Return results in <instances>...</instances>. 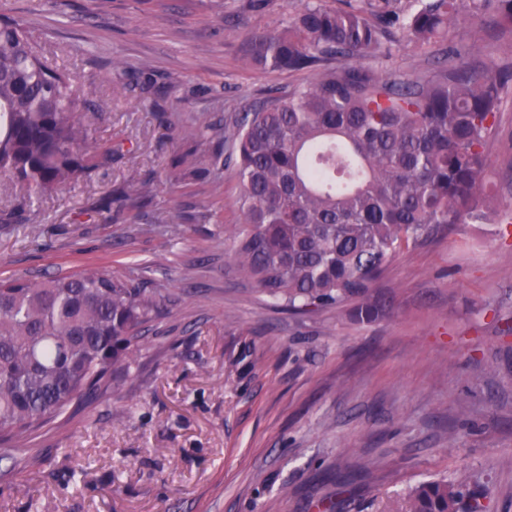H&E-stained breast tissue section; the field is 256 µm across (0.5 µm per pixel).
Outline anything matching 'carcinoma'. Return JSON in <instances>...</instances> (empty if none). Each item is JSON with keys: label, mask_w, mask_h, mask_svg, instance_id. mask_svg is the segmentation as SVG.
Segmentation results:
<instances>
[{"label": "carcinoma", "mask_w": 512, "mask_h": 512, "mask_svg": "<svg viewBox=\"0 0 512 512\" xmlns=\"http://www.w3.org/2000/svg\"><path fill=\"white\" fill-rule=\"evenodd\" d=\"M400 15L296 0L278 33H253L251 61L310 71L304 87L271 96L232 123L230 154L241 183L242 222L224 228L241 278L290 312L362 302L407 245L435 224H491L482 189L512 58L481 68L471 48L442 52L436 80L396 81L357 62L398 26L419 47L448 41L460 21L489 24L512 42V0H417ZM92 106L77 76L51 66L22 24L0 15V174L38 192L90 175L112 145L89 146ZM212 126L185 130L169 178ZM158 314L146 282L101 271L40 282L0 281V459L30 431L94 397L129 367L140 332ZM404 512H483L461 481L431 480Z\"/></svg>", "instance_id": "carcinoma-1"}]
</instances>
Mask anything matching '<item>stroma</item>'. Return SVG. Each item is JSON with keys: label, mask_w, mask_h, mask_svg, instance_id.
Wrapping results in <instances>:
<instances>
[{"label": "stroma", "mask_w": 512, "mask_h": 512, "mask_svg": "<svg viewBox=\"0 0 512 512\" xmlns=\"http://www.w3.org/2000/svg\"><path fill=\"white\" fill-rule=\"evenodd\" d=\"M1 13L75 73L103 108L93 138L120 154L52 192L0 175V278L132 275L160 314L106 394L0 461V512H402L434 479L512 512V103L488 156L507 221L436 225L375 284L372 320L350 302L294 314L235 272L224 228L242 221L241 185L214 154L241 112L311 81L245 55L251 33L287 27L292 0H0ZM448 38L486 67L512 54L480 24ZM440 55L399 38L363 64L412 79ZM200 119L215 128L193 157L208 176L171 184ZM144 181L149 207L102 209Z\"/></svg>", "instance_id": "stroma-1"}]
</instances>
